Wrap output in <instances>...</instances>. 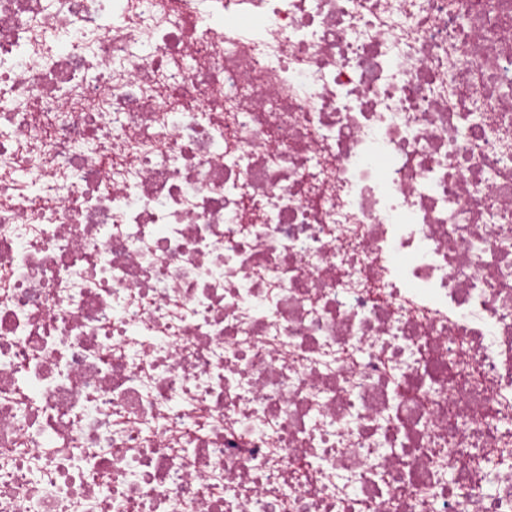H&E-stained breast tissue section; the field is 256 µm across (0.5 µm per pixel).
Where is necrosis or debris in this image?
Masks as SVG:
<instances>
[{
	"mask_svg": "<svg viewBox=\"0 0 512 512\" xmlns=\"http://www.w3.org/2000/svg\"><path fill=\"white\" fill-rule=\"evenodd\" d=\"M0 512H512V0H0Z\"/></svg>",
	"mask_w": 512,
	"mask_h": 512,
	"instance_id": "necrosis-or-debris-1",
	"label": "necrosis or debris"
}]
</instances>
